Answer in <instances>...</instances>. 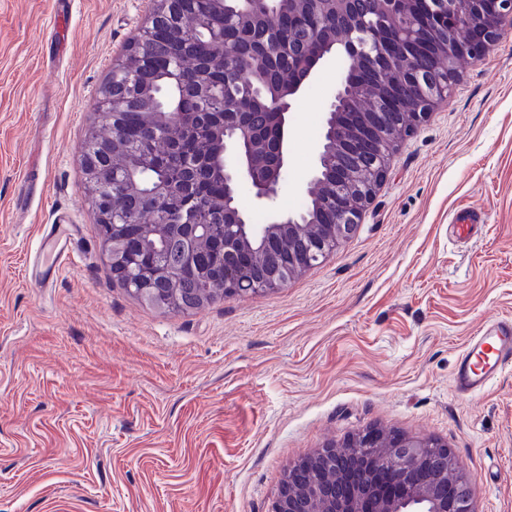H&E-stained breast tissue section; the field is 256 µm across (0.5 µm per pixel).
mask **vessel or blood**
Instances as JSON below:
<instances>
[{"label": "vessel or blood", "instance_id": "vessel-or-blood-1", "mask_svg": "<svg viewBox=\"0 0 512 512\" xmlns=\"http://www.w3.org/2000/svg\"><path fill=\"white\" fill-rule=\"evenodd\" d=\"M512 365V320H501L471 336L454 372L453 388L461 395L482 392L494 374Z\"/></svg>", "mask_w": 512, "mask_h": 512}]
</instances>
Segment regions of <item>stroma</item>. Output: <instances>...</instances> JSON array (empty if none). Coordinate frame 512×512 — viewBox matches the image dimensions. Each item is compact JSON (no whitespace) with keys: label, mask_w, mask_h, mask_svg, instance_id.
I'll use <instances>...</instances> for the list:
<instances>
[{"label":"stroma","mask_w":512,"mask_h":512,"mask_svg":"<svg viewBox=\"0 0 512 512\" xmlns=\"http://www.w3.org/2000/svg\"><path fill=\"white\" fill-rule=\"evenodd\" d=\"M154 7L0 0V512H271L290 466L368 430L446 445L476 512H512V366L452 388L469 336L512 318V28L320 265L181 312L113 279L82 166ZM339 69L288 116L278 212L303 206Z\"/></svg>","instance_id":"obj_1"}]
</instances>
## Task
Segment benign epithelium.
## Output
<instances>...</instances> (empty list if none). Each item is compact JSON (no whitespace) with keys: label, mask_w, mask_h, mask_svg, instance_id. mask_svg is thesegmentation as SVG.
<instances>
[{"label":"benign epithelium","mask_w":512,"mask_h":512,"mask_svg":"<svg viewBox=\"0 0 512 512\" xmlns=\"http://www.w3.org/2000/svg\"><path fill=\"white\" fill-rule=\"evenodd\" d=\"M190 0H157L143 35L127 49L100 91V115L111 132L94 133L82 163L88 193L105 232L112 277L123 280L133 252L146 262L131 292L151 303L180 310L209 295L212 274L195 268L197 254L213 247L214 264L224 277L225 298L284 287L295 276L320 264L357 229L375 190L385 180L391 149L398 137L415 131L433 105L444 101L457 77V62L481 57L512 26V0H427V10H407V0H211L224 15V28L210 41L188 43L193 15ZM380 21L371 51L372 77H358L363 47L354 33L366 16ZM278 30H302L319 44L321 57L342 64L328 101L315 166L304 186L316 200L306 212L275 214L253 224L239 202L246 184L260 205L272 210L288 163V114L312 78L306 72L271 99L267 112H247L224 105V120L201 113L200 135L206 151L195 165L178 169L146 186L140 171L151 161L137 159L116 120V110L132 103L146 112L139 139L179 141L184 128L178 112L163 107L144 51L160 57L185 54L193 61L171 72L182 97L206 101L208 74L224 72L225 85L251 76V94L268 89L264 57L245 59L243 37L259 20ZM402 66L399 80L380 75ZM379 153L368 169H355L363 154ZM126 173L116 179L115 166ZM220 177L224 195L206 206V224L189 221L183 200L201 171ZM127 202L116 218V199ZM180 249V264L159 266L154 257L169 243ZM195 270L191 288L181 287L186 269ZM345 447L332 445L288 469L272 512H475L465 474L448 448L434 440L364 432Z\"/></svg>","instance_id":"1"}]
</instances>
